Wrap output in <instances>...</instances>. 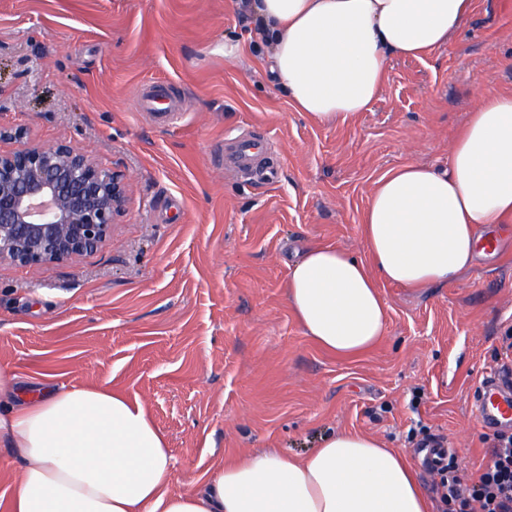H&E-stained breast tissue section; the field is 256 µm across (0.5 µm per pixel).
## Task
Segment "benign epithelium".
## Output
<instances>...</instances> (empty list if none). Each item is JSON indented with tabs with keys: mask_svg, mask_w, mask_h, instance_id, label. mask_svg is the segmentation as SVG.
<instances>
[{
	"mask_svg": "<svg viewBox=\"0 0 512 512\" xmlns=\"http://www.w3.org/2000/svg\"><path fill=\"white\" fill-rule=\"evenodd\" d=\"M21 129L0 127V263H72L112 238L126 211L129 182L88 152L68 144L23 141Z\"/></svg>",
	"mask_w": 512,
	"mask_h": 512,
	"instance_id": "benign-epithelium-1",
	"label": "benign epithelium"
}]
</instances>
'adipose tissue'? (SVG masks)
<instances>
[{
	"label": "adipose tissue",
	"instance_id": "adipose-tissue-1",
	"mask_svg": "<svg viewBox=\"0 0 512 512\" xmlns=\"http://www.w3.org/2000/svg\"><path fill=\"white\" fill-rule=\"evenodd\" d=\"M267 62L295 111L343 124L370 111L391 58L446 45L474 0H246ZM512 223V91H489L458 131L448 167L390 168L360 220L366 257L332 243L290 265L286 298L303 332L344 358L385 335L383 284L448 285L471 268L481 233ZM0 372V446L22 464L6 512H431L402 451L338 431L304 456L261 450L225 460L192 489L143 402L109 386L20 394Z\"/></svg>",
	"mask_w": 512,
	"mask_h": 512
}]
</instances>
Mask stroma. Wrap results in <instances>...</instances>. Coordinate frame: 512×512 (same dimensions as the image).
<instances>
[{"label": "stroma", "instance_id": "35a3bbf8", "mask_svg": "<svg viewBox=\"0 0 512 512\" xmlns=\"http://www.w3.org/2000/svg\"><path fill=\"white\" fill-rule=\"evenodd\" d=\"M229 39L247 60L225 57ZM265 57L241 0H0V125L129 178L106 246L0 264V371L141 399L177 491L227 457L302 455L339 430L409 456L445 440L471 477L493 446L476 388L512 356V224L455 283L385 286L386 334L356 358L305 336L285 284L312 244L364 256L373 183L405 163L447 165L484 78L512 91V0H475L448 45L391 60L372 110L346 126L294 111ZM152 84L176 103L170 124L138 100ZM243 133L268 141L273 182L218 166Z\"/></svg>", "mask_w": 512, "mask_h": 512}]
</instances>
